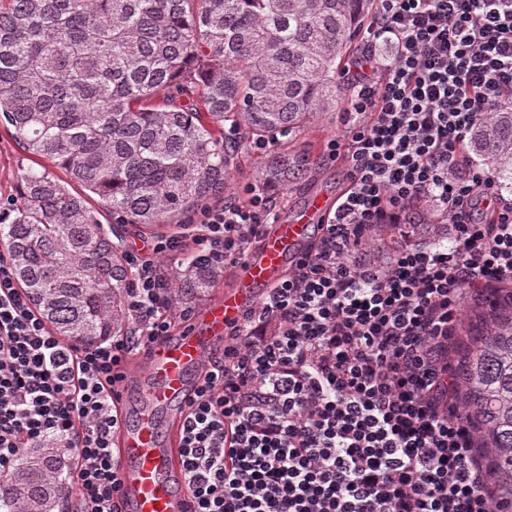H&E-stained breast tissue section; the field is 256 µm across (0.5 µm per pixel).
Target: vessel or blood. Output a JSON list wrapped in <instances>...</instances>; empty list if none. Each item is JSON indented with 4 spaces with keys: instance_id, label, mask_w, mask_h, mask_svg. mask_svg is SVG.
Listing matches in <instances>:
<instances>
[{
    "instance_id": "obj_1",
    "label": "vessel or blood",
    "mask_w": 512,
    "mask_h": 512,
    "mask_svg": "<svg viewBox=\"0 0 512 512\" xmlns=\"http://www.w3.org/2000/svg\"><path fill=\"white\" fill-rule=\"evenodd\" d=\"M337 199L310 193L291 221L270 224L239 267L232 286L208 304L179 335L161 338L144 353V404L123 420L113 443L121 461L120 512H191L181 458L182 424L194 377L208 351L274 288L301 254L313 229L326 223Z\"/></svg>"
}]
</instances>
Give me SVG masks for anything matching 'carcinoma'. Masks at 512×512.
<instances>
[{
  "label": "carcinoma",
  "mask_w": 512,
  "mask_h": 512,
  "mask_svg": "<svg viewBox=\"0 0 512 512\" xmlns=\"http://www.w3.org/2000/svg\"><path fill=\"white\" fill-rule=\"evenodd\" d=\"M371 3L9 0L0 9V125L67 175L22 169L0 241L57 335L91 345L131 322L125 256L88 198L151 229L224 194L246 139L294 133L336 109L342 61ZM470 150L512 194V106L474 127ZM312 165L280 153L258 181L284 187ZM502 293L478 323L459 325L453 401L475 428L496 495L512 501V289ZM70 480L49 443L0 475V502L51 512Z\"/></svg>",
  "instance_id": "obj_1"
}]
</instances>
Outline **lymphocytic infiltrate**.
<instances>
[{
	"label": "lymphocytic infiltrate",
	"instance_id": "obj_1",
	"mask_svg": "<svg viewBox=\"0 0 512 512\" xmlns=\"http://www.w3.org/2000/svg\"><path fill=\"white\" fill-rule=\"evenodd\" d=\"M368 54L327 157L349 185L316 244L224 341L200 375L182 437L194 512H494L469 420L454 408L449 344L467 300L512 283V199L467 147L512 104V0H379ZM203 206L189 231L126 250L132 326L87 347L63 341L0 251V475L54 440L72 451L79 512H116L115 385L128 355L170 335L157 258L243 263L276 204ZM432 199L448 243L411 240L359 259L376 228Z\"/></svg>",
	"mask_w": 512,
	"mask_h": 512
}]
</instances>
